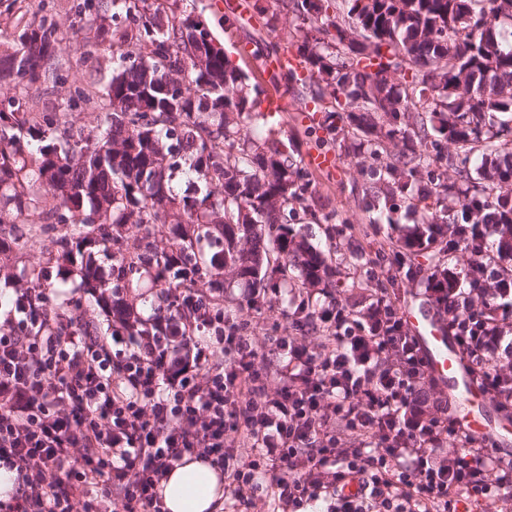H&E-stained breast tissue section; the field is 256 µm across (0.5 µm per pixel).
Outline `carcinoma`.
<instances>
[{"mask_svg": "<svg viewBox=\"0 0 512 512\" xmlns=\"http://www.w3.org/2000/svg\"><path fill=\"white\" fill-rule=\"evenodd\" d=\"M295 0L255 7L269 36L287 22L283 68L274 87L298 93L319 114L316 146L368 167V211L402 207L420 215L414 237L380 243L389 269L366 257L360 240L333 258L302 230L326 241L345 221L303 162L300 143L252 123L265 117L266 89L215 44L218 36L184 0H83L79 15L109 52L106 80L85 102L104 113L85 133L54 126L28 105L29 91L56 78L57 24L30 19L16 48L0 55V81L21 94L0 102V266L39 246L45 262L24 267L26 288H44L65 265L93 298L111 288H201L224 280L256 290L264 309L287 289L289 329L323 336L326 323L295 298L356 290L371 304L351 308L369 320L373 304L396 296L397 276L420 277L425 302L448 311L456 270L492 317L495 289L512 269L492 262L470 234L494 224L500 252L512 255V45L498 25L512 0ZM454 151H448V147ZM112 259L99 275L97 255Z\"/></svg>", "mask_w": 512, "mask_h": 512, "instance_id": "carcinoma-1", "label": "carcinoma"}]
</instances>
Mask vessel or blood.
<instances>
[{"mask_svg":"<svg viewBox=\"0 0 512 512\" xmlns=\"http://www.w3.org/2000/svg\"><path fill=\"white\" fill-rule=\"evenodd\" d=\"M409 328L415 333L431 376L441 384L450 385L467 400L469 407L459 415L463 428L474 438L489 439L497 443L503 431L512 429V420L496 422L484 413V406L491 400L480 391L468 368L464 367L453 337L439 322L430 306H422L419 312L405 311Z\"/></svg>","mask_w":512,"mask_h":512,"instance_id":"b4317fda","label":"vessel or blood"}]
</instances>
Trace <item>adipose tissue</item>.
Here are the masks:
<instances>
[{"label":"adipose tissue","mask_w":512,"mask_h":512,"mask_svg":"<svg viewBox=\"0 0 512 512\" xmlns=\"http://www.w3.org/2000/svg\"><path fill=\"white\" fill-rule=\"evenodd\" d=\"M166 512H220L224 486L203 459H192L172 469L163 481Z\"/></svg>","instance_id":"ef3b65f1"}]
</instances>
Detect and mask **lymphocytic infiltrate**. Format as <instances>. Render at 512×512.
I'll return each mask as SVG.
<instances>
[{
	"label": "lymphocytic infiltrate",
	"mask_w": 512,
	"mask_h": 512,
	"mask_svg": "<svg viewBox=\"0 0 512 512\" xmlns=\"http://www.w3.org/2000/svg\"><path fill=\"white\" fill-rule=\"evenodd\" d=\"M12 291L0 313V465L18 487L0 512H165L160 484L187 455L219 471L235 512L263 498L280 512H454L458 497L512 492V455L464 432L391 305L365 326L322 305L337 331L328 346L281 336L264 365L220 282L157 289L149 314L113 291L126 316L101 335L75 327L81 302ZM457 304L460 353L512 414L499 383L512 370V308L490 321L467 293Z\"/></svg>",
	"instance_id": "obj_1"
}]
</instances>
